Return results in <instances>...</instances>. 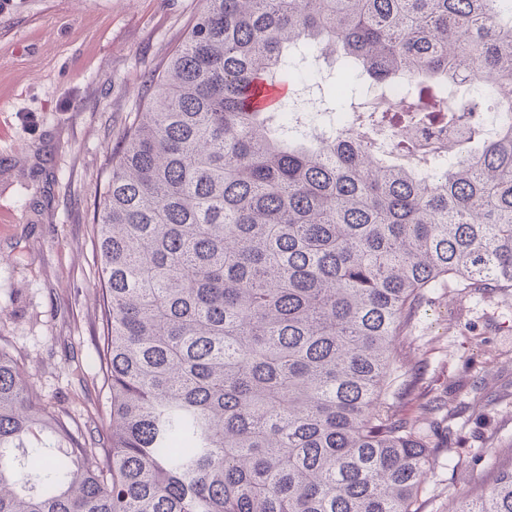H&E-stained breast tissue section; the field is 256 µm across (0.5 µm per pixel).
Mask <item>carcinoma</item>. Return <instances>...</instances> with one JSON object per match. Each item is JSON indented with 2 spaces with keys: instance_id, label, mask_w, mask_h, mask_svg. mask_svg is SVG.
I'll return each instance as SVG.
<instances>
[{
  "instance_id": "1",
  "label": "carcinoma",
  "mask_w": 512,
  "mask_h": 512,
  "mask_svg": "<svg viewBox=\"0 0 512 512\" xmlns=\"http://www.w3.org/2000/svg\"><path fill=\"white\" fill-rule=\"evenodd\" d=\"M93 213L111 424L84 443L0 352V512H416L432 435L387 414L433 288L512 289V0H202ZM306 44L382 112L457 126L409 167L288 127ZM497 123L448 109L461 72ZM391 153L413 157L411 138ZM454 512H512V471Z\"/></svg>"
}]
</instances>
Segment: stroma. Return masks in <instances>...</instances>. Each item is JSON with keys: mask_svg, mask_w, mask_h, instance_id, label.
<instances>
[{"mask_svg": "<svg viewBox=\"0 0 512 512\" xmlns=\"http://www.w3.org/2000/svg\"><path fill=\"white\" fill-rule=\"evenodd\" d=\"M201 0H0V351L38 400L94 439L110 423L96 352L92 216L142 82ZM437 430L418 512H451L512 468V290L427 293L397 343Z\"/></svg>", "mask_w": 512, "mask_h": 512, "instance_id": "1", "label": "stroma"}]
</instances>
